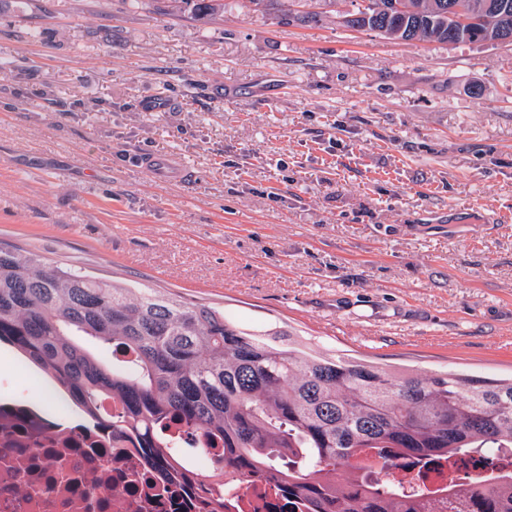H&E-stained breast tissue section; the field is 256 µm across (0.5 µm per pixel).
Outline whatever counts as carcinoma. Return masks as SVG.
Wrapping results in <instances>:
<instances>
[{
    "mask_svg": "<svg viewBox=\"0 0 512 512\" xmlns=\"http://www.w3.org/2000/svg\"><path fill=\"white\" fill-rule=\"evenodd\" d=\"M284 15L315 22L301 0ZM406 15L362 0L346 27L403 41H488L481 0H408ZM195 21L224 12V0H161ZM491 16L512 30V0ZM11 343L64 388L94 422L99 402L119 401L111 421L129 431L147 461L171 470L165 430L181 423L224 451V468L243 482L282 462L288 494L304 512H418L393 480L368 481L380 464L455 460L512 448V380L451 371L396 374L340 355L311 354L291 333L264 338L204 305L154 290L122 288L34 255L0 247V340ZM446 512H512V469L438 494Z\"/></svg>",
    "mask_w": 512,
    "mask_h": 512,
    "instance_id": "obj_1",
    "label": "carcinoma"
}]
</instances>
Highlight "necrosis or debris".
Returning <instances> with one entry per match:
<instances>
[{
    "label": "necrosis or debris",
    "instance_id": "1",
    "mask_svg": "<svg viewBox=\"0 0 512 512\" xmlns=\"http://www.w3.org/2000/svg\"><path fill=\"white\" fill-rule=\"evenodd\" d=\"M178 472L158 471L134 441L105 428L66 425L29 401L0 402V512H214L211 479L224 471L221 450L201 436L168 431ZM458 469L396 470L408 492L456 483ZM224 512H289L277 471L251 478L224 497Z\"/></svg>",
    "mask_w": 512,
    "mask_h": 512
}]
</instances>
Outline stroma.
<instances>
[{
  "label": "stroma",
  "mask_w": 512,
  "mask_h": 512,
  "mask_svg": "<svg viewBox=\"0 0 512 512\" xmlns=\"http://www.w3.org/2000/svg\"><path fill=\"white\" fill-rule=\"evenodd\" d=\"M224 0H0V247L396 371L512 378V47ZM0 351V392L81 411ZM159 3L169 14L183 15L195 21L210 20L224 13L223 0H163Z\"/></svg>",
  "instance_id": "1"
}]
</instances>
